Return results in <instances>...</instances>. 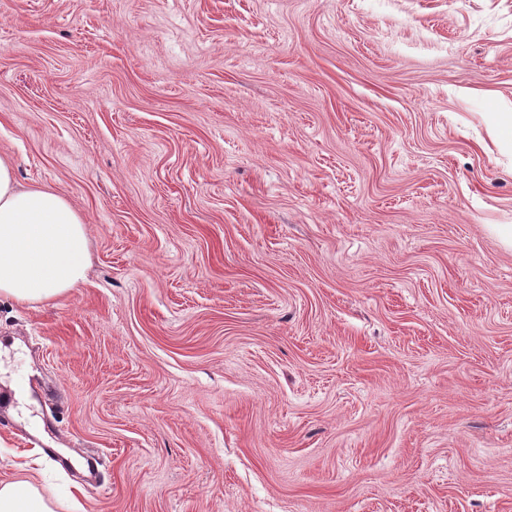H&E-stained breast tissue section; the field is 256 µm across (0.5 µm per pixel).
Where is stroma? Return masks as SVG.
<instances>
[{
    "instance_id": "1",
    "label": "stroma",
    "mask_w": 512,
    "mask_h": 512,
    "mask_svg": "<svg viewBox=\"0 0 512 512\" xmlns=\"http://www.w3.org/2000/svg\"><path fill=\"white\" fill-rule=\"evenodd\" d=\"M0 153L90 254L0 300V478L512 512V0H0Z\"/></svg>"
}]
</instances>
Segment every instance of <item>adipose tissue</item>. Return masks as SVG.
Here are the masks:
<instances>
[{
    "label": "adipose tissue",
    "instance_id": "adipose-tissue-1",
    "mask_svg": "<svg viewBox=\"0 0 512 512\" xmlns=\"http://www.w3.org/2000/svg\"><path fill=\"white\" fill-rule=\"evenodd\" d=\"M89 262L84 215L58 191L20 188L0 154V298L49 302L78 288ZM0 512H55L34 478L0 479Z\"/></svg>",
    "mask_w": 512,
    "mask_h": 512
}]
</instances>
